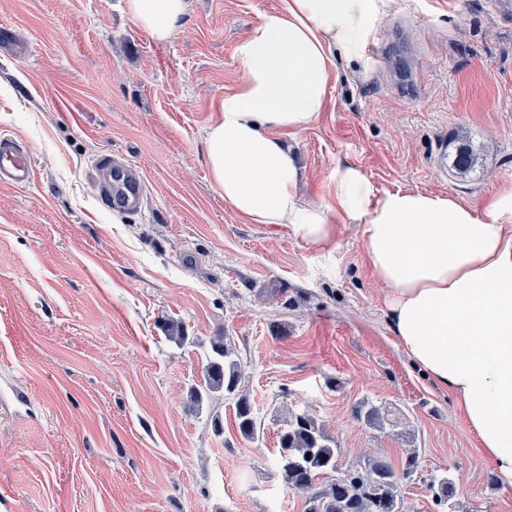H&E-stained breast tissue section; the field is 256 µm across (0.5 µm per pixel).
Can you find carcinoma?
I'll use <instances>...</instances> for the list:
<instances>
[{
	"label": "carcinoma",
	"instance_id": "cac0c4a2",
	"mask_svg": "<svg viewBox=\"0 0 512 512\" xmlns=\"http://www.w3.org/2000/svg\"><path fill=\"white\" fill-rule=\"evenodd\" d=\"M453 176L466 178L485 167L482 146L471 136L456 138L455 151L448 156ZM202 393H224L235 401L240 434L255 439L260 434L249 402L239 393L242 374L231 345L218 340L205 355ZM278 465L284 484L305 494L304 512H406L399 491L400 479L409 478L419 466L417 448L406 449L402 472L391 461L370 457L357 466L343 470L338 461L341 448L326 432L323 424L306 410L288 412L286 429L279 435ZM429 488L442 512H456L454 485L448 472L432 474Z\"/></svg>",
	"mask_w": 512,
	"mask_h": 512
}]
</instances>
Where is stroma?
Instances as JSON below:
<instances>
[{
    "label": "stroma",
    "instance_id": "obj_1",
    "mask_svg": "<svg viewBox=\"0 0 512 512\" xmlns=\"http://www.w3.org/2000/svg\"><path fill=\"white\" fill-rule=\"evenodd\" d=\"M283 0H188L165 41L125 0H0V134L36 177L0 186V512H303L277 460L286 408L311 410L342 450L402 467L409 512H438L449 471L456 512H512V485L476 450L452 397L405 359L360 225L328 246L252 224L212 187L204 134L243 78L236 47ZM386 64L333 48L327 106L292 145L310 203L336 169L379 191L476 204L512 182V19L491 0H375ZM467 132L487 172L441 175V142ZM140 166L141 212L104 209L98 155ZM180 323L187 341H169ZM230 338L261 421L189 390ZM380 407L390 425L356 414ZM428 486L433 491L436 505L444 509L440 512H456L453 502L454 485L448 475V471H444L440 474H431Z\"/></svg>",
    "mask_w": 512,
    "mask_h": 512
}]
</instances>
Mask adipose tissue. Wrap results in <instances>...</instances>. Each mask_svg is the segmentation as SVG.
<instances>
[{"label":"adipose tissue","mask_w":512,"mask_h":512,"mask_svg":"<svg viewBox=\"0 0 512 512\" xmlns=\"http://www.w3.org/2000/svg\"><path fill=\"white\" fill-rule=\"evenodd\" d=\"M374 0H283L238 44L243 79L205 129L211 182L254 224L289 225L328 244L335 224L361 225L391 329L411 364L453 398L499 476L512 485V183L480 204L451 194L377 191L352 167L336 170L331 203L303 201L285 139L327 103L330 50H357ZM133 21L168 40L187 0H126Z\"/></svg>","instance_id":"obj_1"}]
</instances>
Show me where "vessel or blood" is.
Wrapping results in <instances>:
<instances>
[{
	"mask_svg": "<svg viewBox=\"0 0 512 512\" xmlns=\"http://www.w3.org/2000/svg\"><path fill=\"white\" fill-rule=\"evenodd\" d=\"M101 173L99 198L108 210L141 211L147 196V178L139 166L119 155H104L97 162ZM34 178V170L20 141L0 135V184L23 186Z\"/></svg>",
	"mask_w": 512,
	"mask_h": 512,
	"instance_id": "obj_1",
	"label": "vessel or blood"
}]
</instances>
